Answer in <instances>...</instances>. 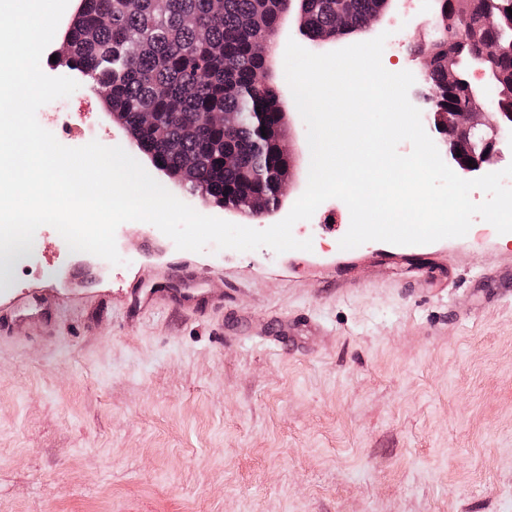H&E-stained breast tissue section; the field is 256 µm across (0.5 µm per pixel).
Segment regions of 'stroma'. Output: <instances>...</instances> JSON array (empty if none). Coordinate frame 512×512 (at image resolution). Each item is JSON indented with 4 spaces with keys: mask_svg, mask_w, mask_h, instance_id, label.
I'll use <instances>...</instances> for the list:
<instances>
[{
    "mask_svg": "<svg viewBox=\"0 0 512 512\" xmlns=\"http://www.w3.org/2000/svg\"><path fill=\"white\" fill-rule=\"evenodd\" d=\"M437 17L392 0L360 41L422 80ZM67 147L128 145L80 82L41 106ZM279 211L197 212L264 230ZM294 224L311 250L177 249L147 222L116 230L122 264L35 233L0 286V512H512V241L498 233L341 249L347 205ZM209 295L180 305L185 272Z\"/></svg>",
    "mask_w": 512,
    "mask_h": 512,
    "instance_id": "stroma-1",
    "label": "stroma"
}]
</instances>
